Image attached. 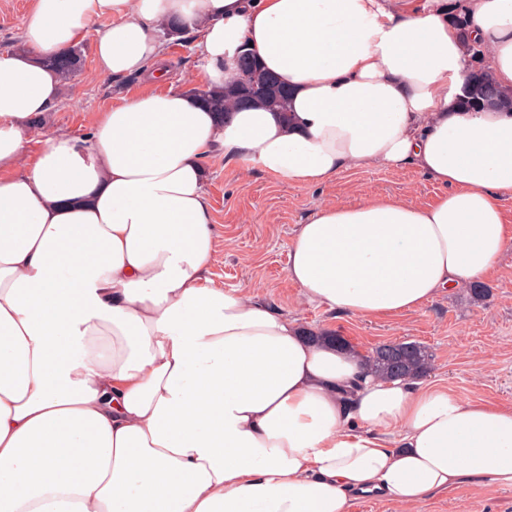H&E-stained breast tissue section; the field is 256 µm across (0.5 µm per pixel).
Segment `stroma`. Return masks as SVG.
Listing matches in <instances>:
<instances>
[{"label":"stroma","instance_id":"obj_1","mask_svg":"<svg viewBox=\"0 0 512 512\" xmlns=\"http://www.w3.org/2000/svg\"><path fill=\"white\" fill-rule=\"evenodd\" d=\"M109 24V19H99L83 37V69L69 82L60 83L58 98L41 121L44 134L88 138L119 96L161 90L163 83L144 76L95 75V42ZM195 43L191 34L181 42L166 41L165 83L195 86L202 66ZM439 191L437 184L412 168L373 166L345 172L320 185L298 187L257 167L244 174L215 160L206 193L222 242L210 278L222 288L250 289L297 318L300 326L333 331L363 354L387 342L424 345L432 356L429 378L439 380L449 393L463 400L512 406V247L486 280L488 294L483 300L459 288L420 309L372 321L339 317L325 306L303 303L299 289L288 279L293 232L318 205L354 203L381 193L404 194L424 205ZM416 512H512V490L493 491L467 483L429 499Z\"/></svg>","mask_w":512,"mask_h":512}]
</instances>
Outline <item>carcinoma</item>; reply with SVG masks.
I'll list each match as a JSON object with an SVG mask.
<instances>
[{
    "label": "carcinoma",
    "instance_id": "carcinoma-1",
    "mask_svg": "<svg viewBox=\"0 0 512 512\" xmlns=\"http://www.w3.org/2000/svg\"><path fill=\"white\" fill-rule=\"evenodd\" d=\"M465 46L473 77L469 80L464 102L473 109L493 108L512 112V92L500 89L493 75L486 69L483 48L474 41L465 42ZM65 56L64 60L58 56L46 60V64L55 70L62 81L76 76L84 63L82 48L79 46L65 52ZM244 57L246 77L236 78L221 89L200 90L199 97L202 102L221 119L231 107L259 105L283 112L285 122H290V91L262 67L254 54L247 52ZM365 361L382 378H417L427 371L430 355L425 347L417 343L403 342L393 348L375 349L365 356Z\"/></svg>",
    "mask_w": 512,
    "mask_h": 512
}]
</instances>
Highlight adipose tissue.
<instances>
[{"mask_svg":"<svg viewBox=\"0 0 512 512\" xmlns=\"http://www.w3.org/2000/svg\"><path fill=\"white\" fill-rule=\"evenodd\" d=\"M31 0L24 50L0 51V512H414L467 482L512 488V407L375 376L356 352L214 286L205 192L216 153L314 186L412 167L426 205L375 195L298 225L288 278L359 319L413 311L491 276L512 247V113L462 107L480 44L512 91V0ZM98 75H162L157 27L196 34L201 87L252 48L289 118L218 120L188 89L121 97L84 141L34 122L46 61L99 18Z\"/></svg>","mask_w":512,"mask_h":512,"instance_id":"obj_1","label":"adipose tissue"}]
</instances>
